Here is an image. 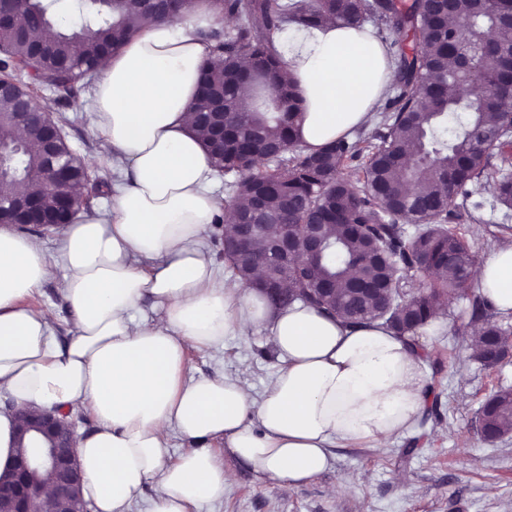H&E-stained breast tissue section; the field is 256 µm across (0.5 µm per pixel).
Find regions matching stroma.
I'll list each match as a JSON object with an SVG mask.
<instances>
[{
    "label": "stroma",
    "mask_w": 512,
    "mask_h": 512,
    "mask_svg": "<svg viewBox=\"0 0 512 512\" xmlns=\"http://www.w3.org/2000/svg\"><path fill=\"white\" fill-rule=\"evenodd\" d=\"M93 87L77 85L73 93L39 90L38 102L50 111L88 166L92 178L128 183L125 166L99 156L95 131ZM84 110H75L76 101ZM461 219L455 229L485 260L500 244L512 241V230H501L505 208L473 209L456 200ZM50 261L42 287L25 302L35 312L50 313L60 345L76 335L73 314L65 299V272L56 258L61 240L39 232ZM453 310L442 325L421 331L418 343L428 382L427 420H420L385 446L371 442L340 444L329 450V466L321 474L286 487L225 456L229 476L222 500L197 512H512V434L490 441L480 432L483 404L498 390L512 389V356L493 368L472 360ZM280 363L264 334L229 336L223 345L187 347L185 368L193 377L224 374L240 380L259 396Z\"/></svg>",
    "instance_id": "1"
}]
</instances>
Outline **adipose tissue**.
Listing matches in <instances>:
<instances>
[{
    "label": "adipose tissue",
    "mask_w": 512,
    "mask_h": 512,
    "mask_svg": "<svg viewBox=\"0 0 512 512\" xmlns=\"http://www.w3.org/2000/svg\"><path fill=\"white\" fill-rule=\"evenodd\" d=\"M221 21L211 0H195L177 21L134 23L99 69V154L124 162L133 177L112 192L108 217L82 209L55 228L76 315L66 350L50 317L22 304L48 273L41 241L0 227V398L35 412L89 410L97 429L76 445L96 512H130L148 484V512L222 499L227 474L205 446L210 439L291 487L328 467L332 445L387 444L426 408L421 360L383 321L349 326L298 303L275 310L218 276L205 234L221 202L192 104L211 55L199 32ZM273 46L300 82L299 139L309 152L364 125L393 80L370 31L333 19L289 25ZM477 289L512 313V243L479 266ZM249 330L269 336L281 363L260 397L230 377L186 376L187 346ZM171 429L194 443L175 460Z\"/></svg>",
    "instance_id": "ef3b65f1"
}]
</instances>
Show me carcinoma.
Listing matches in <instances>:
<instances>
[{
  "mask_svg": "<svg viewBox=\"0 0 512 512\" xmlns=\"http://www.w3.org/2000/svg\"><path fill=\"white\" fill-rule=\"evenodd\" d=\"M54 0H13L11 8L25 34L0 32L4 58L0 59V140L11 139L14 113L20 111L14 88L28 98L27 136L8 154V167L31 189L46 182L60 156L70 160V182L83 183L88 170L73 155L69 143L48 147L37 112V90L57 89L83 80L99 58L121 49L132 35L130 22L174 20L157 4L146 0H116L86 8L80 23L87 34L63 30L53 20ZM224 15L237 19L227 30L211 29L210 61L204 86L194 103L202 112L216 104L229 113L224 150L211 153L218 174L240 175L227 183L231 196L216 224H247L257 204L278 215L282 224L297 228L314 216L325 224V248L306 259L310 272L298 269L283 288H295L291 302L314 307L350 324L380 319L396 335L414 339L417 329L432 317L434 306L468 298L477 256L454 232L448 219L457 197L468 199L482 181H493L495 200L512 208V155L507 141L494 133L506 127L512 111L503 108L512 99V0H454L452 10L436 0H213ZM324 16L357 27L377 26V37L387 45L395 79L386 91L377 130L379 145L370 152L369 139L342 137L316 152H283L265 164L261 158L272 143L299 147L298 126L302 100L284 62L272 53L273 35L290 24L313 26ZM41 30L45 37L32 38ZM412 38V52L404 41ZM47 44L43 54L38 46ZM482 56V69L466 74L458 68L459 52ZM248 57L262 66L244 70ZM33 70L34 83L21 86L15 72ZM252 88L247 105L239 89ZM368 153L357 176L345 172L348 162ZM501 165L493 167L492 157ZM414 225L406 234L393 215ZM264 258L263 246L224 245V261L232 274L249 279V271ZM430 282L406 302L398 291L404 274L418 269ZM321 282L336 285V300L324 302L311 289ZM485 304L471 306L463 324L465 339L476 347L472 357L484 363L488 337L505 332L484 316ZM492 428L512 434V391L490 397Z\"/></svg>",
  "mask_w": 512,
  "mask_h": 512,
  "instance_id": "carcinoma-1",
  "label": "carcinoma"
}]
</instances>
